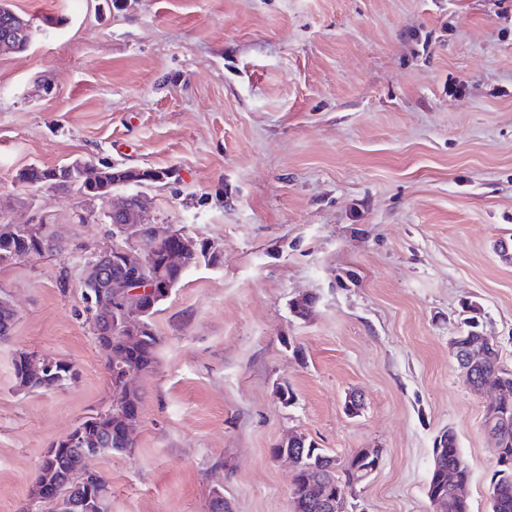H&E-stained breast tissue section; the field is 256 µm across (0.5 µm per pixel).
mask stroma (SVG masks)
<instances>
[{"instance_id":"obj_1","label":"stroma","mask_w":512,"mask_h":512,"mask_svg":"<svg viewBox=\"0 0 512 512\" xmlns=\"http://www.w3.org/2000/svg\"><path fill=\"white\" fill-rule=\"evenodd\" d=\"M7 2L36 32L0 53V226L52 225L63 252L0 265L17 310L0 512H25L46 450L112 401L81 302L85 259L116 243L107 205L16 180L73 162L176 169L143 188L152 221L220 253L152 318L131 450L88 463L107 512H209L219 487L230 512H292L273 454L292 433L341 458L381 449L349 512H434L447 430L471 512H490V398L448 344L474 305L512 371V0ZM22 352L78 377L20 389ZM439 444V446H437ZM439 447V448H437ZM439 451V460L441 463H444L443 466H455L457 460L460 457H463L460 448H458V443L455 434L452 431H446L441 436H439L435 440V448L433 452V467L430 475V480L427 488V495L429 488L433 485V487L439 484L438 475L439 469L436 468V455ZM429 497V495H428Z\"/></svg>"}]
</instances>
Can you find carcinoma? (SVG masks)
Masks as SVG:
<instances>
[{
    "mask_svg": "<svg viewBox=\"0 0 512 512\" xmlns=\"http://www.w3.org/2000/svg\"><path fill=\"white\" fill-rule=\"evenodd\" d=\"M6 32L12 38L11 44L7 47L9 51H22L33 39L31 21L15 13L3 0L0 3V37ZM52 173L53 176L49 179L46 169L30 167L21 171L17 175V180L24 185H46L53 190H68L74 186L85 196L103 199L112 196L114 190L119 187L151 184L161 170L105 164L102 166L99 182L93 187L82 182L80 165L77 163L54 167ZM32 228L40 235L46 250L61 253V246L50 225H24V231L27 233ZM169 230L170 227L163 226L162 235L150 234L147 237V245L155 254L156 266L153 268V276L163 284V287L156 289L151 300L144 304L143 336L135 342H127L115 334L110 324L104 326L100 334L95 336L102 348L112 347V358L108 359L107 367L113 377L123 372L141 375L153 367L159 338L153 330L151 317L159 311V306L180 286L187 271L196 266L200 259L206 257L210 262L217 259V254L209 253L201 247L197 254L187 256L180 268L169 267L166 264V239L163 238V234ZM468 322L469 329L460 334L459 338L464 343L477 344L483 350V357L476 360L472 376L464 377V381L482 389H512V372L500 367L496 345L478 331L475 318H468ZM34 357L33 353L22 352L15 360L14 375L18 387L28 391H50L77 379L78 372L74 366L62 360L55 361V368L51 373L28 367V360ZM113 409L114 406H109L108 409L78 425L66 435V440L54 442L57 448V463L54 468H37L34 484L55 486L69 493V501L73 506L63 507L60 512H106L107 501H102L99 507L94 508L91 500L98 493L109 491V482L99 472L86 469L83 460L88 454L98 456L102 453L124 452L129 449L118 424L111 418L110 412ZM435 443L438 447L434 448V451L439 453V460L444 465L453 466L462 457L453 432H444ZM497 446L504 449L505 459L510 465H494L489 486L491 512H512V421L502 432ZM277 450L295 453L302 458L300 468L289 479L294 512H318L316 500L311 498V492L314 490L330 497L335 495L338 489L351 488L352 475L336 473V458L326 454L306 437L294 435L279 445Z\"/></svg>",
    "mask_w": 512,
    "mask_h": 512,
    "instance_id": "obj_1",
    "label": "carcinoma"
}]
</instances>
